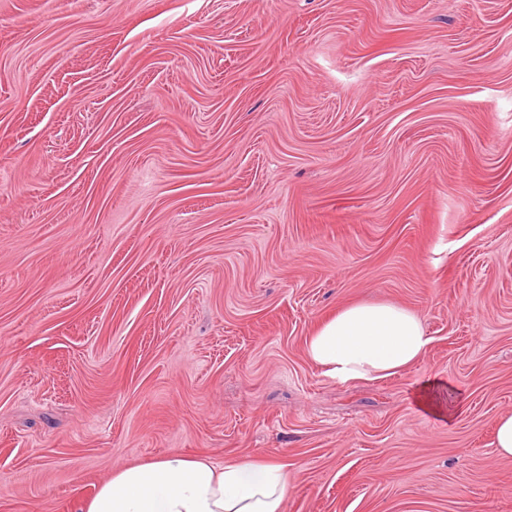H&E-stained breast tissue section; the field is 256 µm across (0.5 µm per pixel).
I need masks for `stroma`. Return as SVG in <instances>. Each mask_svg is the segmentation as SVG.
I'll return each mask as SVG.
<instances>
[{
	"label": "stroma",
	"mask_w": 512,
	"mask_h": 512,
	"mask_svg": "<svg viewBox=\"0 0 512 512\" xmlns=\"http://www.w3.org/2000/svg\"><path fill=\"white\" fill-rule=\"evenodd\" d=\"M361 301L432 343L340 383L306 341ZM506 412L512 0H0V512L171 453L512 512ZM497 453L504 458H512V413L503 415L496 427Z\"/></svg>",
	"instance_id": "1"
}]
</instances>
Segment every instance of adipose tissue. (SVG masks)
Listing matches in <instances>:
<instances>
[{
	"label": "adipose tissue",
	"instance_id": "obj_1",
	"mask_svg": "<svg viewBox=\"0 0 512 512\" xmlns=\"http://www.w3.org/2000/svg\"><path fill=\"white\" fill-rule=\"evenodd\" d=\"M430 343L417 313L390 302L355 303L314 329L306 353L337 381L377 380L414 364ZM287 495L282 465L243 459L220 467L170 454L116 471L83 512H283Z\"/></svg>",
	"mask_w": 512,
	"mask_h": 512
}]
</instances>
